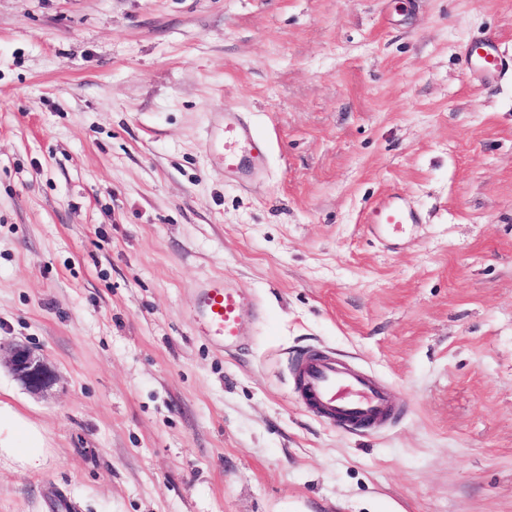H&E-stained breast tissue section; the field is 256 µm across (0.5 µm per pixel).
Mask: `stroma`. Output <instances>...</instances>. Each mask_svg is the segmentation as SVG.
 Listing matches in <instances>:
<instances>
[{
    "label": "stroma",
    "mask_w": 512,
    "mask_h": 512,
    "mask_svg": "<svg viewBox=\"0 0 512 512\" xmlns=\"http://www.w3.org/2000/svg\"><path fill=\"white\" fill-rule=\"evenodd\" d=\"M512 0H0V512H512ZM270 147L224 173L225 106ZM402 193L419 221L365 224ZM224 275L244 348L191 317ZM317 348L404 405L341 429ZM460 61L466 71L483 75H494L503 66L498 43L493 38L467 44L460 53ZM192 314L200 331L225 351H231L239 345L244 322L260 321L264 310L257 297L218 276L201 281L194 289ZM3 363L32 393H41L56 381V374L26 344H9ZM0 447L10 449L33 469H39L42 465V442L39 434L28 428L8 407H0Z\"/></svg>",
    "instance_id": "stroma-1"
}]
</instances>
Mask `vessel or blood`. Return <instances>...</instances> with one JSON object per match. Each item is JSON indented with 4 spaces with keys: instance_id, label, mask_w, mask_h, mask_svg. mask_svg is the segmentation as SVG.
<instances>
[{
    "instance_id": "b4317fda",
    "label": "vessel or blood",
    "mask_w": 512,
    "mask_h": 512,
    "mask_svg": "<svg viewBox=\"0 0 512 512\" xmlns=\"http://www.w3.org/2000/svg\"><path fill=\"white\" fill-rule=\"evenodd\" d=\"M466 71L493 75L503 66L495 39L468 44L460 53ZM268 147L233 107L224 109V171L239 184L249 185L265 170ZM366 224H414L416 213L400 193L374 202L364 212ZM193 320L224 350L238 347L246 320H261L263 306L257 297L235 288L224 277H210L194 290ZM297 393L303 402L330 422L369 426L388 419L395 406L386 391L363 372L344 368L318 350L310 349L294 362Z\"/></svg>"
}]
</instances>
